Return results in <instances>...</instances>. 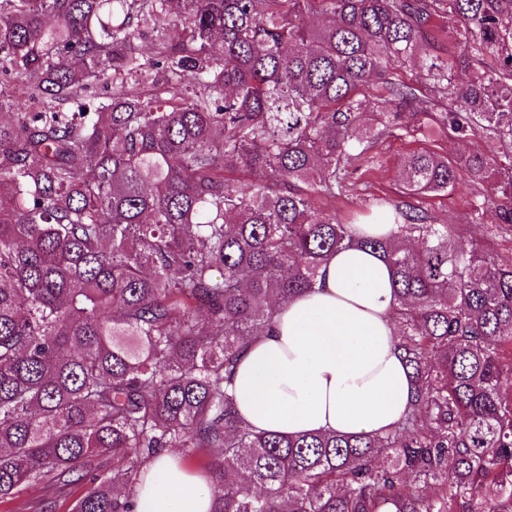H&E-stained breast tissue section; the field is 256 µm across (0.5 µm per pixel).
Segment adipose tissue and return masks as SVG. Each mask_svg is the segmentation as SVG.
<instances>
[{"label":"adipose tissue","instance_id":"ef3b65f1","mask_svg":"<svg viewBox=\"0 0 512 512\" xmlns=\"http://www.w3.org/2000/svg\"><path fill=\"white\" fill-rule=\"evenodd\" d=\"M389 264L346 249L322 265L314 288L278 308L249 341L234 381L242 422L295 436H372L394 429L416 391L398 346ZM138 512H210L212 491L172 455L149 463L135 487Z\"/></svg>","mask_w":512,"mask_h":512}]
</instances>
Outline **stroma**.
Listing matches in <instances>:
<instances>
[{
	"instance_id": "stroma-1",
	"label": "stroma",
	"mask_w": 512,
	"mask_h": 512,
	"mask_svg": "<svg viewBox=\"0 0 512 512\" xmlns=\"http://www.w3.org/2000/svg\"><path fill=\"white\" fill-rule=\"evenodd\" d=\"M419 148L452 158L467 149L495 152L499 146L483 136L463 143L443 133L427 139L409 135H382L361 159L353 161L348 190L342 196L328 199L330 210L335 211L340 222L355 224L373 215L377 200H406L411 206L428 212L435 223L455 225L456 240L461 247L468 249L477 244L498 260H512V233L496 231L494 214H487L483 222H470L468 212L476 188L471 185L468 176H460L457 191L450 195L411 200L404 198L401 160L404 154ZM82 493L83 488L79 485L52 487L45 491L24 489L12 499L0 502V512H34L37 500L43 497L56 502L57 512H70L73 501Z\"/></svg>"
}]
</instances>
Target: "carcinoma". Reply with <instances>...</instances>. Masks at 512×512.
Listing matches in <instances>:
<instances>
[{
    "label": "carcinoma",
    "mask_w": 512,
    "mask_h": 512,
    "mask_svg": "<svg viewBox=\"0 0 512 512\" xmlns=\"http://www.w3.org/2000/svg\"><path fill=\"white\" fill-rule=\"evenodd\" d=\"M445 130L508 149H416L404 193L464 172L470 219L512 232V0H0V501L88 483L73 512H136L177 450L211 512H512V261L387 200L361 238L319 205L383 132ZM352 247L393 270L412 410L248 429L245 341Z\"/></svg>",
    "instance_id": "1"
}]
</instances>
